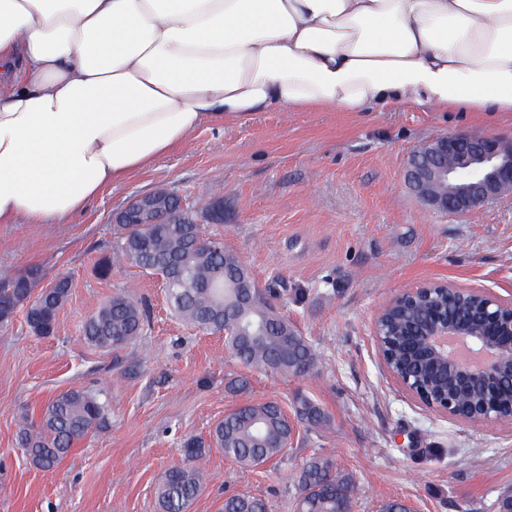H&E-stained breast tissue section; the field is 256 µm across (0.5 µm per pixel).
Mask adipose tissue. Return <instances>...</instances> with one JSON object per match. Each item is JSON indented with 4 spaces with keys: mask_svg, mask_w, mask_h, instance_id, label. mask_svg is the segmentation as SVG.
Wrapping results in <instances>:
<instances>
[{
    "mask_svg": "<svg viewBox=\"0 0 512 512\" xmlns=\"http://www.w3.org/2000/svg\"><path fill=\"white\" fill-rule=\"evenodd\" d=\"M512 112V0H0V224H65L205 123Z\"/></svg>",
    "mask_w": 512,
    "mask_h": 512,
    "instance_id": "adipose-tissue-1",
    "label": "adipose tissue"
}]
</instances>
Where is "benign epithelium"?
Here are the masks:
<instances>
[{
  "label": "benign epithelium",
  "mask_w": 512,
  "mask_h": 512,
  "mask_svg": "<svg viewBox=\"0 0 512 512\" xmlns=\"http://www.w3.org/2000/svg\"><path fill=\"white\" fill-rule=\"evenodd\" d=\"M405 180L423 206L435 212L463 216L479 208L512 200V143L473 132H458L429 140L411 154ZM184 212L182 202L164 190L136 196L115 218L117 224H165ZM454 292L446 282H433L402 292L385 305L390 308L433 291ZM479 317L450 316L433 300L426 319L411 332L409 351L419 350L435 366L445 369L459 388H482L477 416L445 399H425L409 379L392 373L396 381L423 405L449 418L498 426L499 391L512 392V301L485 291Z\"/></svg>",
  "instance_id": "7a95c632"
}]
</instances>
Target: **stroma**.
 Wrapping results in <instances>:
<instances>
[{"mask_svg":"<svg viewBox=\"0 0 512 512\" xmlns=\"http://www.w3.org/2000/svg\"><path fill=\"white\" fill-rule=\"evenodd\" d=\"M464 130L512 141V112L264 110L199 126L151 166L102 188L69 223L0 224V276L37 266L45 280H73L52 335L32 334L22 308L0 327V512H159L155 488L181 463L187 440L208 439L239 404L287 407L298 394L329 424L298 425L282 458L253 469L208 449L189 512H218L228 492L294 512L295 475L321 448L355 475L353 512L396 498L413 512H497L512 491V424L425 408L388 372L373 334L382 307L434 281L512 300V202L452 216L423 208L404 181L416 146ZM158 188L201 219L223 199V223L205 231L259 285L278 282L276 305L318 359L307 375L285 379L229 357L221 334L173 314L157 275L131 263L99 275L115 245L114 216ZM119 293L146 302L150 316L125 348L103 352L81 325ZM242 377L247 389L235 390ZM77 386L107 402L105 424L55 470L35 468L16 443L19 416L38 418Z\"/></svg>","mask_w":512,"mask_h":512,"instance_id":"stroma-1","label":"stroma"}]
</instances>
